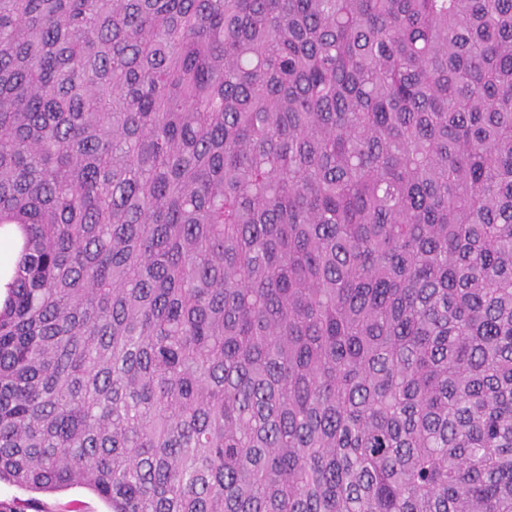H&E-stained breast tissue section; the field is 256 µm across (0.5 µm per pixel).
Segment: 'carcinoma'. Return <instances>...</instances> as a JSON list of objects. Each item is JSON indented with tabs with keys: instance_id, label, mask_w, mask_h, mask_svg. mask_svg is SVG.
<instances>
[{
	"instance_id": "cac0c4a2",
	"label": "carcinoma",
	"mask_w": 512,
	"mask_h": 512,
	"mask_svg": "<svg viewBox=\"0 0 512 512\" xmlns=\"http://www.w3.org/2000/svg\"><path fill=\"white\" fill-rule=\"evenodd\" d=\"M9 225L0 483L512 512V0H0Z\"/></svg>"
}]
</instances>
